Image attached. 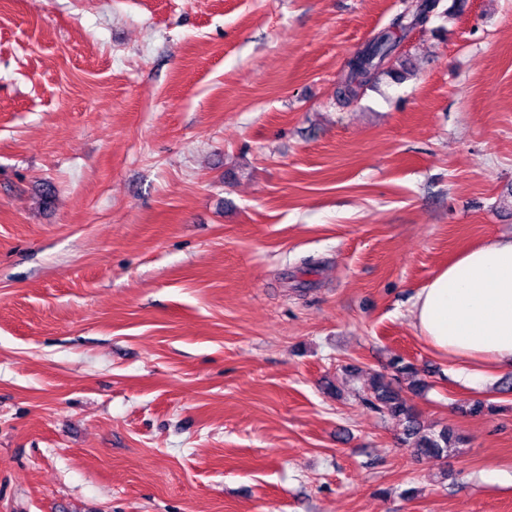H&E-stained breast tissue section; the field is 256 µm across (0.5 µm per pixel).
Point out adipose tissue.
Wrapping results in <instances>:
<instances>
[{
	"mask_svg": "<svg viewBox=\"0 0 512 512\" xmlns=\"http://www.w3.org/2000/svg\"><path fill=\"white\" fill-rule=\"evenodd\" d=\"M414 326L457 363L469 385L485 370L512 372V237L462 253L415 294Z\"/></svg>",
	"mask_w": 512,
	"mask_h": 512,
	"instance_id": "obj_1",
	"label": "adipose tissue"
}]
</instances>
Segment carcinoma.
Instances as JSON below:
<instances>
[{
    "label": "carcinoma",
    "mask_w": 512,
    "mask_h": 512,
    "mask_svg": "<svg viewBox=\"0 0 512 512\" xmlns=\"http://www.w3.org/2000/svg\"><path fill=\"white\" fill-rule=\"evenodd\" d=\"M435 7L436 0L406 3L403 12L394 18L392 27L379 32L369 41L365 52L361 54L363 67H350L345 86L336 92V96L346 98L355 93V86L368 83L372 75L395 55L399 44L395 31L405 32L425 24ZM370 389L374 408L405 422L406 438L412 441L413 448L418 454L429 458H443L456 447L458 439L450 429L445 427L436 432L424 428L413 409L407 404L401 389L394 387L384 375L374 376Z\"/></svg>",
    "instance_id": "cac0c4a2"
}]
</instances>
